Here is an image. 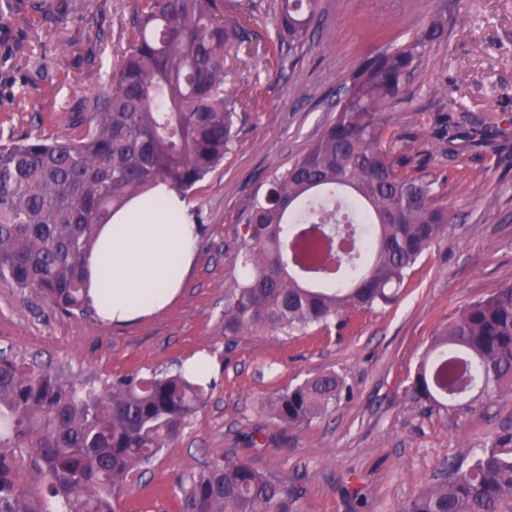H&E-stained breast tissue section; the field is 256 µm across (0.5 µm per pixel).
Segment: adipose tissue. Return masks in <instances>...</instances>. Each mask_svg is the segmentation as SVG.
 I'll list each match as a JSON object with an SVG mask.
<instances>
[{"instance_id":"ef3b65f1","label":"adipose tissue","mask_w":512,"mask_h":512,"mask_svg":"<svg viewBox=\"0 0 512 512\" xmlns=\"http://www.w3.org/2000/svg\"><path fill=\"white\" fill-rule=\"evenodd\" d=\"M197 237L188 202L162 183L100 225L82 260L87 299L99 318L121 324L167 307L194 263Z\"/></svg>"}]
</instances>
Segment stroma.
Here are the masks:
<instances>
[{
	"mask_svg": "<svg viewBox=\"0 0 512 512\" xmlns=\"http://www.w3.org/2000/svg\"><path fill=\"white\" fill-rule=\"evenodd\" d=\"M278 0H226L248 18V39L227 66L241 100L238 136L223 165L186 199L199 226L197 259L172 305L125 325L73 317L33 291L0 281V355L50 368L81 384L132 372L176 370L211 357L205 409L121 491L119 512H178L181 476L233 450L305 490L303 512H403L446 460L512 423V396L467 424L405 395L437 327L467 304L512 285V0H318L320 25L292 49L295 69L262 53L275 36ZM136 0H0V140L71 135L75 105L110 83ZM446 8L448 37L395 105L383 147L417 157V175L458 220L427 250L391 307L351 315L345 328L300 338H224V289L243 211L317 137L349 73L376 49H393ZM445 88L435 96L433 87ZM483 123L489 139L460 154L447 132ZM336 372L353 388L326 417L282 429L264 408L289 385ZM259 436L257 446L246 441Z\"/></svg>",
	"mask_w": 512,
	"mask_h": 512,
	"instance_id": "obj_1",
	"label": "stroma"
}]
</instances>
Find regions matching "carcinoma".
Masks as SVG:
<instances>
[{"label": "carcinoma", "mask_w": 512, "mask_h": 512, "mask_svg": "<svg viewBox=\"0 0 512 512\" xmlns=\"http://www.w3.org/2000/svg\"><path fill=\"white\" fill-rule=\"evenodd\" d=\"M316 0H281L278 39L307 41ZM447 32L439 12L401 47L377 50L344 81L336 112L249 205L241 278L224 289V337L301 336L392 306L422 255L448 234L454 210L412 159L382 149L391 105ZM245 27L224 22V0H138L112 84L75 113L76 133L0 144V280L84 315L81 263L96 230L163 181L180 194L224 163L236 136L227 58ZM208 384L182 371L137 373L78 388L48 368L0 359V512H116L133 474L204 409ZM512 393V286L473 302L437 329L409 400L456 414ZM352 388L335 372L265 402L286 428L323 418ZM179 512H302L305 492L283 473L234 452L178 484ZM405 512H512V425L469 463L451 459Z\"/></svg>", "instance_id": "obj_1"}]
</instances>
